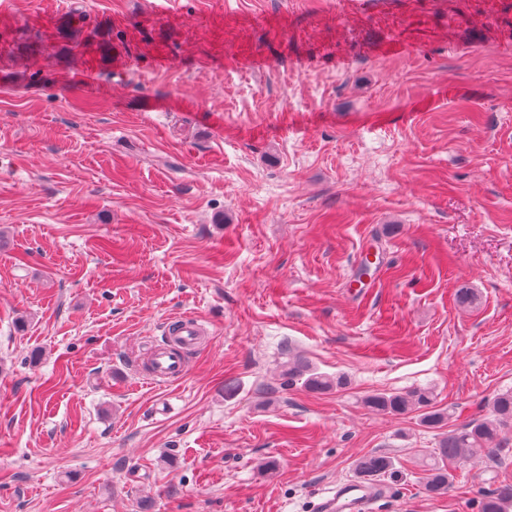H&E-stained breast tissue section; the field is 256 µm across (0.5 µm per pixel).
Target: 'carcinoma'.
Instances as JSON below:
<instances>
[{"instance_id": "carcinoma-1", "label": "carcinoma", "mask_w": 512, "mask_h": 512, "mask_svg": "<svg viewBox=\"0 0 512 512\" xmlns=\"http://www.w3.org/2000/svg\"><path fill=\"white\" fill-rule=\"evenodd\" d=\"M283 385L301 383L313 392H327L341 388L347 380L316 372L308 362L292 359L284 365ZM435 395L429 388H418L407 392H376L364 397L363 403L371 411L384 415H406L420 412V422L440 429L447 424L445 412L435 408ZM512 426V392L497 395L492 401L491 415L481 421L469 423L442 433L438 451L426 462L424 487L427 493L439 496L448 491L453 481L448 465L475 449H487L495 453L504 439V430ZM358 477L375 480L394 473L393 460L382 454H369L355 464ZM512 504V484H503L496 491L482 495L477 502L479 512H506Z\"/></svg>"}]
</instances>
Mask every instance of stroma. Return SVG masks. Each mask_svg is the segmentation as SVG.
<instances>
[{
	"label": "stroma",
	"instance_id": "1",
	"mask_svg": "<svg viewBox=\"0 0 512 512\" xmlns=\"http://www.w3.org/2000/svg\"><path fill=\"white\" fill-rule=\"evenodd\" d=\"M416 387L512 390V0H0V512H477L512 429L428 497ZM184 373L185 365L181 348L161 347L154 351L151 366V375L154 380L172 382L181 379ZM285 381L283 386H291L294 383L301 381V384L313 392H327L333 390L335 387L342 388L347 384L344 377H333L327 374L316 372L308 362L302 359L289 360L284 365L282 373ZM435 395L430 388H418L407 392H376L364 397L363 403L371 411L384 415H406L421 412L420 422L440 429L447 424L445 412L435 409ZM354 470L360 478L376 480L381 476L393 474L394 463L389 456L374 453L359 459ZM376 497L367 485L361 483L345 484L331 495L322 497L318 503L319 512H367Z\"/></svg>",
	"mask_w": 512,
	"mask_h": 512
}]
</instances>
